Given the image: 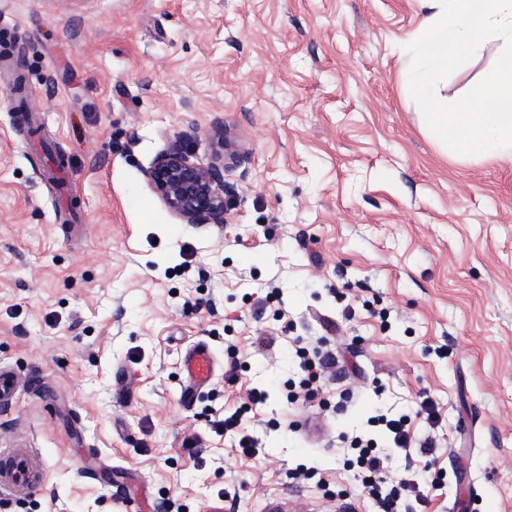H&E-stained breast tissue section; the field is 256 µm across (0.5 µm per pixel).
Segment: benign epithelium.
<instances>
[{
  "label": "benign epithelium",
  "instance_id": "1",
  "mask_svg": "<svg viewBox=\"0 0 512 512\" xmlns=\"http://www.w3.org/2000/svg\"><path fill=\"white\" fill-rule=\"evenodd\" d=\"M143 175L154 193L185 223H225L231 188L224 183V154L204 164L175 144L157 154Z\"/></svg>",
  "mask_w": 512,
  "mask_h": 512
}]
</instances>
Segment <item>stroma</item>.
I'll list each match as a JSON object with an SVG mask.
<instances>
[{
    "instance_id": "1",
    "label": "stroma",
    "mask_w": 512,
    "mask_h": 512,
    "mask_svg": "<svg viewBox=\"0 0 512 512\" xmlns=\"http://www.w3.org/2000/svg\"><path fill=\"white\" fill-rule=\"evenodd\" d=\"M419 0H0V448L50 482L0 512H377L349 436L422 398L442 478L403 512H512V160H462L405 80ZM488 43L436 89L463 97ZM27 100L30 112L17 110ZM223 137L227 222L187 224L143 170ZM335 325L331 401L287 403ZM217 373L191 405L181 356ZM237 381H229L230 373ZM251 388L258 456L213 420ZM196 434L201 447L186 448ZM312 479L292 478L298 464Z\"/></svg>"
}]
</instances>
